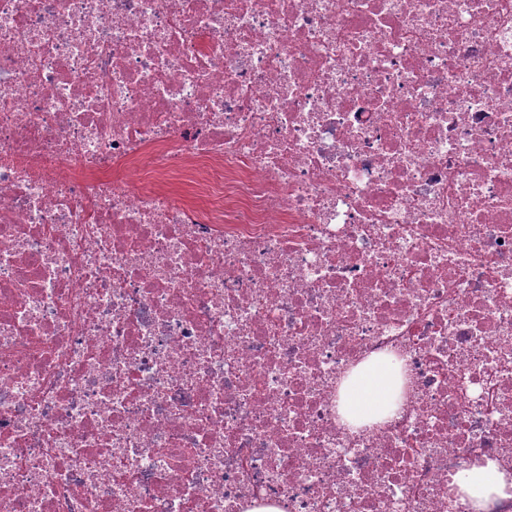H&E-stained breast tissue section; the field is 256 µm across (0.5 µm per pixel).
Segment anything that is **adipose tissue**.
Here are the masks:
<instances>
[{"mask_svg":"<svg viewBox=\"0 0 512 512\" xmlns=\"http://www.w3.org/2000/svg\"><path fill=\"white\" fill-rule=\"evenodd\" d=\"M400 374L396 367L382 361L359 366L345 384L339 410L353 425L375 422L385 417L394 406ZM455 482L468 498L474 512H483L495 497L506 496L512 489V479L499 471L493 461L460 471Z\"/></svg>","mask_w":512,"mask_h":512,"instance_id":"1","label":"adipose tissue"}]
</instances>
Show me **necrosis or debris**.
Wrapping results in <instances>:
<instances>
[{
  "label": "necrosis or debris",
  "mask_w": 512,
  "mask_h": 512,
  "mask_svg": "<svg viewBox=\"0 0 512 512\" xmlns=\"http://www.w3.org/2000/svg\"><path fill=\"white\" fill-rule=\"evenodd\" d=\"M489 460L512 0H0V512H472ZM399 385L397 367L382 361L365 363L343 387L340 413L355 426L378 421L393 408Z\"/></svg>",
  "instance_id": "1"
}]
</instances>
